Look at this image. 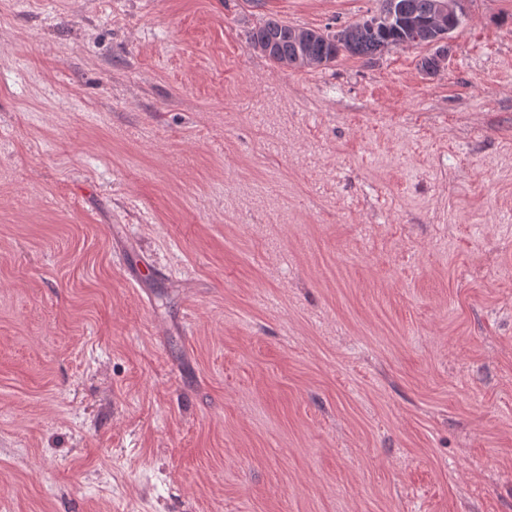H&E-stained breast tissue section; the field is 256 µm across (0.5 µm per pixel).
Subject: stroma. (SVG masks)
Segmentation results:
<instances>
[{
    "instance_id": "obj_1",
    "label": "stroma",
    "mask_w": 512,
    "mask_h": 512,
    "mask_svg": "<svg viewBox=\"0 0 512 512\" xmlns=\"http://www.w3.org/2000/svg\"><path fill=\"white\" fill-rule=\"evenodd\" d=\"M0 0V512H512V0ZM379 7L374 13H382L387 2H395L396 12L394 18L381 24L385 15H368L359 22L344 25L336 32L339 37L324 39L317 37L309 40L304 46L298 45L292 37L291 29L297 38L304 41L312 36H326V32L318 29L313 31L299 29L276 19H268L258 28H255L250 36V43L259 50L271 43L274 45L272 53L268 54L272 47L265 48L262 52L272 62L280 67L296 68L298 57L308 56L317 62L316 67L326 66L336 60L341 53L350 56L373 60L392 48L404 46L427 45L434 49L431 56L421 62L424 70L429 66L437 69H429L427 72L435 73L443 68L448 57L447 43L449 35L459 26L466 16L464 4L467 0H379ZM434 2V6H433ZM431 17L426 20L427 32L424 29H408L407 22L412 18L426 17L432 10ZM448 17L452 19L454 26L448 25ZM361 23H366L365 26ZM378 24L377 26H375ZM374 25V26H373ZM401 43H406L402 45ZM324 62L323 65H321ZM430 73V74H431Z\"/></svg>"
}]
</instances>
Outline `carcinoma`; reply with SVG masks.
<instances>
[{
    "mask_svg": "<svg viewBox=\"0 0 512 512\" xmlns=\"http://www.w3.org/2000/svg\"><path fill=\"white\" fill-rule=\"evenodd\" d=\"M389 1L396 4L395 16L377 26H365L359 22L347 24L333 39L317 37L301 46L292 37V26L268 19L251 32L250 43L256 49L274 45L268 58L278 66L287 68L298 67L297 60L303 55L319 65H327L342 53L372 60L403 43L408 46L427 44L426 30H410L407 22L413 17L427 16L434 0H379L377 13H382Z\"/></svg>",
    "mask_w": 512,
    "mask_h": 512,
    "instance_id": "obj_1",
    "label": "carcinoma"
}]
</instances>
